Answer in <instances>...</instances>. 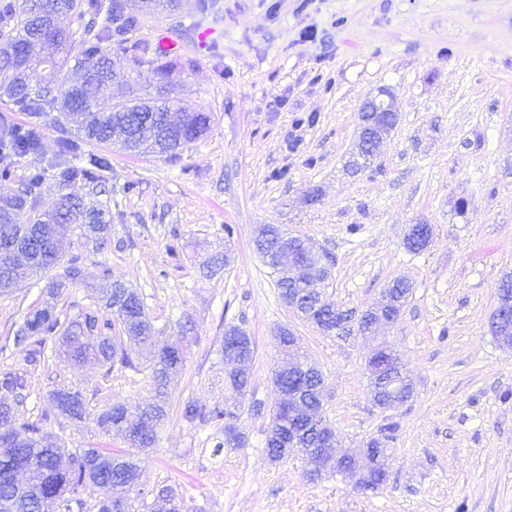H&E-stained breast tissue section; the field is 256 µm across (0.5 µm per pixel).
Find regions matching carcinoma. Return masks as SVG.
Returning a JSON list of instances; mask_svg holds the SVG:
<instances>
[{"label":"carcinoma","instance_id":"carcinoma-1","mask_svg":"<svg viewBox=\"0 0 512 512\" xmlns=\"http://www.w3.org/2000/svg\"><path fill=\"white\" fill-rule=\"evenodd\" d=\"M163 7L178 10L179 0H0V52L14 46H31L34 55L43 58L48 70L40 77L33 68L9 70L0 66V98L10 101L18 111L46 117L60 113L58 126L66 133L60 153L70 160L85 159L86 165L65 168L60 183L69 192L62 195L52 211L39 209L35 189L43 180L40 169L23 179L17 178L10 164L0 167V295L12 292L22 279L50 278L43 305L30 312L14 334V344L23 347L25 361L36 366L44 359L45 337L61 335L68 359L81 363L93 359L101 364L116 361L134 366L133 359L147 363L152 382L151 402L141 411L138 426L127 431L129 407L115 402L95 417L105 434L122 435L131 448H150L169 411V387L185 362L187 337H175L165 347L154 349V327L137 291L124 282H112L104 272L106 284L99 300L116 315L129 348H118L112 336V318L98 311L61 327L55 299L60 291L81 275L78 258L69 260L60 275L51 272L61 264L59 239L75 227L87 237H103L109 230V211L87 204L84 195L72 187L76 176L93 184L97 171L106 165L99 155L83 156L81 144L118 145L131 154H156L176 157L179 149L197 140L194 127L210 128L205 112H184L178 120L170 116L171 100L164 82L168 65L152 69L156 80L155 96L131 103L114 100L102 93L117 80L105 46L124 52L149 51V45L131 40L141 16ZM75 17L83 23L78 32L63 23ZM101 24H96L97 19ZM78 48L74 68L64 71L57 54ZM39 135L35 128L6 125L0 131V156L22 157L37 152ZM280 296L288 297V288L311 294L319 284L304 277L277 281ZM336 308L306 309L300 316L315 326L334 319ZM27 388L26 376L16 372L0 374V392L21 394ZM51 399L58 412L71 419L87 415L84 395L79 390L57 389ZM189 421L207 417L221 420L224 412L208 414L189 402L183 410ZM139 458L133 454L112 456L97 448H61L44 443L41 428L29 422H17L12 408L0 416V512H36L47 502L58 512H71V502L88 487L98 490L97 512H132V501L140 495ZM157 499L163 505L155 512H181L180 498L171 489L162 490Z\"/></svg>","mask_w":512,"mask_h":512}]
</instances>
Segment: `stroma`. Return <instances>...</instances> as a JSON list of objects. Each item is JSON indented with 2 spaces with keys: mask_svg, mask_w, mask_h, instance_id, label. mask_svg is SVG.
I'll return each instance as SVG.
<instances>
[{
  "mask_svg": "<svg viewBox=\"0 0 512 512\" xmlns=\"http://www.w3.org/2000/svg\"><path fill=\"white\" fill-rule=\"evenodd\" d=\"M176 27L183 46L166 80L183 107L210 114L209 132L174 160L83 144L109 159L90 199L112 220L104 243L75 231L61 245L85 270L58 299L61 319L97 309L108 268L142 297L157 346L188 338L169 419L140 454L135 512H151L165 486L182 495L183 512H512V349L489 331L512 273V0H182L175 14L147 15L133 38L153 46ZM200 27L213 31L203 46ZM383 88L398 122L374 167L352 173L359 108ZM310 113L315 123H300ZM2 122L37 124L40 149L15 170L44 169L39 206L54 207L64 193L50 169L62 132L4 99ZM313 190L318 199L306 204ZM265 224L325 255L326 298L340 308L366 309L395 279L411 282L385 333L413 379L406 402L387 411L373 403L370 344L324 335L286 307L254 249ZM413 224L433 229L419 252L405 245ZM45 297L34 279L0 296V373L27 378L23 397L7 403L58 445L126 451L94 417L115 402L144 406L148 371L75 365L51 339L40 366L27 365L13 336ZM230 325L255 343L242 395L224 378ZM285 328L322 372V416L339 450L396 424L379 490L338 476L310 481L299 455L267 459ZM64 387L83 392L88 417L57 414L50 394ZM189 401L235 409L240 442L215 450L222 423L186 421Z\"/></svg>",
  "mask_w": 512,
  "mask_h": 512,
  "instance_id": "stroma-1",
  "label": "stroma"
}]
</instances>
